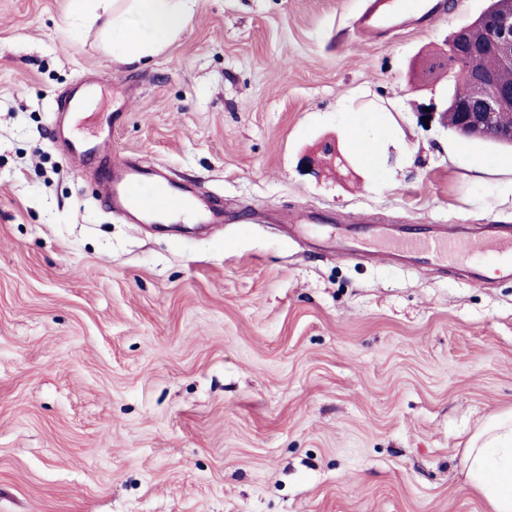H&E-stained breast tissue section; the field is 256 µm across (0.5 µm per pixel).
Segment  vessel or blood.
Segmentation results:
<instances>
[{
  "label": "vessel or blood",
  "mask_w": 512,
  "mask_h": 512,
  "mask_svg": "<svg viewBox=\"0 0 512 512\" xmlns=\"http://www.w3.org/2000/svg\"><path fill=\"white\" fill-rule=\"evenodd\" d=\"M437 13L436 0H367L355 27L364 40L376 42L394 29L429 24ZM93 153L111 155V130L101 131L92 140H72L68 155L82 162ZM103 190L108 199L123 203L135 214L161 215L177 224L224 221L223 209L210 197L194 194L185 186L159 182L154 173L133 162L113 163ZM328 249L354 260L386 258L397 264L418 260L428 267L455 262L468 269L471 280L477 283L483 280L482 263L491 262L499 277L512 279V234L496 224L454 232L441 224H429L419 235L376 226L366 237L337 234Z\"/></svg>",
  "instance_id": "obj_1"
}]
</instances>
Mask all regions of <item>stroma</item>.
<instances>
[{
	"mask_svg": "<svg viewBox=\"0 0 512 512\" xmlns=\"http://www.w3.org/2000/svg\"><path fill=\"white\" fill-rule=\"evenodd\" d=\"M490 0L369 43L363 0H197L113 62L70 0H0V512H486L468 437L512 411V279L352 261L337 228H512V147L418 107L420 72ZM93 137L223 206L132 224L52 140L88 76ZM332 137L346 166L302 157ZM325 215L289 237L288 216Z\"/></svg>",
	"mask_w": 512,
	"mask_h": 512,
	"instance_id": "1",
	"label": "stroma"
}]
</instances>
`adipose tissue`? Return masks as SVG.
<instances>
[{"label":"adipose tissue","mask_w":512,"mask_h":512,"mask_svg":"<svg viewBox=\"0 0 512 512\" xmlns=\"http://www.w3.org/2000/svg\"><path fill=\"white\" fill-rule=\"evenodd\" d=\"M74 19L103 22L113 60L130 64L172 43L193 15L196 0H130L111 11L112 0H71ZM470 486L488 512H512V413L490 418L464 453Z\"/></svg>","instance_id":"ef3b65f1"}]
</instances>
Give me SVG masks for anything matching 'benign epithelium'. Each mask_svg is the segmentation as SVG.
<instances>
[{"mask_svg": "<svg viewBox=\"0 0 512 512\" xmlns=\"http://www.w3.org/2000/svg\"><path fill=\"white\" fill-rule=\"evenodd\" d=\"M448 62L466 63L471 89L464 98L448 102L455 113L452 131L479 140L512 143V124L501 116L512 112V83L498 71L512 69V4L485 9L474 21L458 28L448 40ZM493 59L496 67L486 64Z\"/></svg>", "mask_w": 512, "mask_h": 512, "instance_id": "obj_1", "label": "benign epithelium"}]
</instances>
